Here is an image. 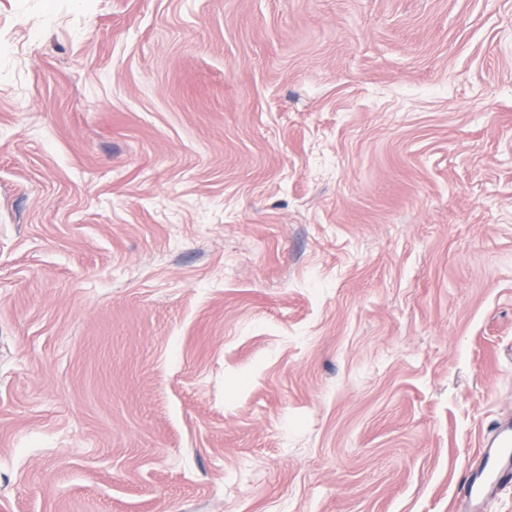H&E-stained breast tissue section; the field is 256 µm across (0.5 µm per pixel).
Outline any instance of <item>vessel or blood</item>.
Masks as SVG:
<instances>
[{
  "label": "vessel or blood",
  "instance_id": "1",
  "mask_svg": "<svg viewBox=\"0 0 512 512\" xmlns=\"http://www.w3.org/2000/svg\"><path fill=\"white\" fill-rule=\"evenodd\" d=\"M512 483V423L495 426L479 463L462 487L473 512H482L485 503L504 485Z\"/></svg>",
  "mask_w": 512,
  "mask_h": 512
}]
</instances>
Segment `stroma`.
Segmentation results:
<instances>
[{
	"instance_id": "obj_1",
	"label": "stroma",
	"mask_w": 512,
	"mask_h": 512,
	"mask_svg": "<svg viewBox=\"0 0 512 512\" xmlns=\"http://www.w3.org/2000/svg\"><path fill=\"white\" fill-rule=\"evenodd\" d=\"M512 420V0H0V512H470ZM484 448L461 491L472 511H483L502 486L512 483V423L495 426Z\"/></svg>"
}]
</instances>
